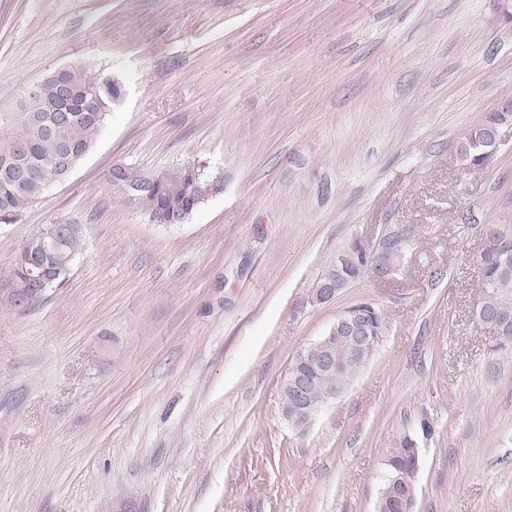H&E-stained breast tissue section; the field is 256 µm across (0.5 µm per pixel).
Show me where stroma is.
<instances>
[{"label":"stroma","instance_id":"35a3bbf8","mask_svg":"<svg viewBox=\"0 0 512 512\" xmlns=\"http://www.w3.org/2000/svg\"><path fill=\"white\" fill-rule=\"evenodd\" d=\"M75 63L124 93L0 224V276L45 225L83 226L61 287L0 295V512H375L424 418L415 512H512V350L472 316L481 227L512 224V127L488 167L455 161L512 100L501 0H0V113ZM118 163L224 189L158 224ZM398 226L396 274L314 300L340 249ZM360 303L382 340L297 433L291 365Z\"/></svg>","mask_w":512,"mask_h":512}]
</instances>
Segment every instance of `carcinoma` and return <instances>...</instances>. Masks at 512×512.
I'll use <instances>...</instances> for the list:
<instances>
[{
    "label": "carcinoma",
    "instance_id": "carcinoma-1",
    "mask_svg": "<svg viewBox=\"0 0 512 512\" xmlns=\"http://www.w3.org/2000/svg\"><path fill=\"white\" fill-rule=\"evenodd\" d=\"M66 77L78 91L68 120L58 124L56 113L49 111L58 97L57 83L50 76L37 85L35 93L24 98L20 111L0 113V165L17 159L18 150L22 149L28 168L26 178L20 183L0 179V224L17 223L27 205L43 195L48 187L68 177L66 168L58 161L61 146L67 144L79 150L82 156L89 152L119 99V83L108 75L92 72L86 65L66 66ZM125 179L139 186L135 205L158 224L182 223L207 198L223 189L219 180L203 170L196 174L191 172L188 164L158 175L154 181L141 170L131 167L125 171ZM59 228L60 246L45 262L64 269L81 245L82 225L68 222L59 224ZM33 269L30 253L24 247L18 249L5 279L6 285L10 288L31 287ZM479 280L489 286L486 308L512 319V269L487 262L481 266ZM362 310L368 312L375 327L370 349L363 355H356L336 372L316 376L311 401L322 403L334 391L347 387L376 352L385 328L384 319L371 305ZM433 434V425L423 419L404 436L401 447L389 450L387 473L400 477L399 484H415L420 466L418 441Z\"/></svg>",
    "mask_w": 512,
    "mask_h": 512
}]
</instances>
